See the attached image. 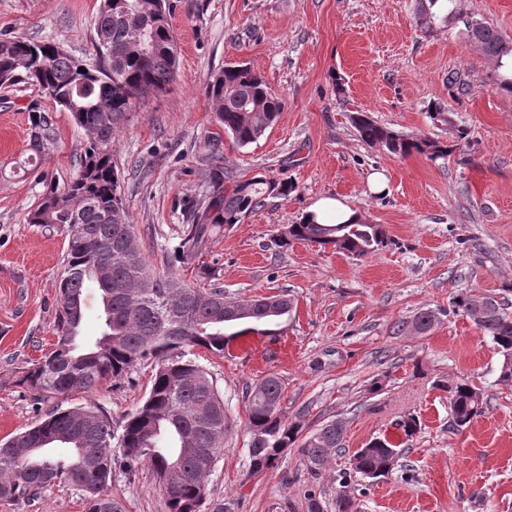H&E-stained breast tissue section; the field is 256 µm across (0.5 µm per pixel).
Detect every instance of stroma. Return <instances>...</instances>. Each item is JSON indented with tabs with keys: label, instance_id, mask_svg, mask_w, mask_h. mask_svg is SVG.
<instances>
[{
	"label": "stroma",
	"instance_id": "1",
	"mask_svg": "<svg viewBox=\"0 0 512 512\" xmlns=\"http://www.w3.org/2000/svg\"><path fill=\"white\" fill-rule=\"evenodd\" d=\"M178 46L169 90L131 112L117 133L113 160L138 244L152 264L175 246L195 206L211 195L210 156L225 186L264 173L291 179L295 192L224 229L202 261L210 270L181 276L223 287L238 299L293 294L297 309L252 362L197 349L234 430L208 478L201 512H308L316 495L333 512L349 494L359 512H512V386L498 381L499 356L489 336L453 313L464 288L501 291L512 279V94L497 90L495 63L466 35L471 21L512 41V0H458L447 28L423 33L416 0H170ZM100 0H0V35L55 39L94 60L93 19ZM250 63L284 108L256 142L240 148L215 122L206 84L229 62ZM468 90L454 98L448 76ZM344 94H337V87ZM448 104L453 125L434 124V102ZM46 115L55 141L34 158L33 112ZM362 112L407 137L465 143L447 158L400 157L363 142L351 123ZM85 137L69 113L40 87L0 89V440L36 425L54 409L97 405L120 425L147 394L154 373L138 366L92 395L42 399L21 385L30 364L56 344L57 288L67 248L65 226L27 216L49 186L79 170ZM387 189L373 194L370 179ZM333 197L383 225L389 243L353 259L304 242L278 251L271 238L299 222L316 200ZM441 310L425 334L396 322ZM284 382L280 417L309 430L342 419L344 446L319 473L292 448L272 469H248L245 396L260 379ZM471 380L487 404L469 427L449 425L442 383ZM420 421L400 435L407 415ZM391 441L394 468L376 479L349 471L370 440ZM112 495L124 512H167L147 465L116 473ZM0 512H84L77 491L56 487Z\"/></svg>",
	"mask_w": 512,
	"mask_h": 512
}]
</instances>
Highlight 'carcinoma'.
<instances>
[{"label": "carcinoma", "instance_id": "cac0c4a2", "mask_svg": "<svg viewBox=\"0 0 512 512\" xmlns=\"http://www.w3.org/2000/svg\"><path fill=\"white\" fill-rule=\"evenodd\" d=\"M456 0H418V17L448 25ZM169 0H101L94 20L98 63L90 67L54 39L0 38V85L19 80L39 86L84 131L86 143L79 171L64 188H52L28 214L30 224L67 226L64 270L58 280L57 345L32 364L21 379L27 388L51 398L73 392L93 394L150 362L155 373L148 394L115 432L97 406L57 409L29 429L0 442V506L35 500L55 486L81 492L85 512H124L112 498V478L120 468L129 475L148 464L160 483L168 512H200L224 437L231 424L224 401L209 375L189 358L190 349L222 353L236 336L234 328L270 327L290 314L291 295L254 296L234 300L224 289L197 288L184 282L174 263L192 265L216 233L240 223L268 197L295 191L291 181L256 176L223 190L224 167L213 165L214 191L192 215L175 247L174 262L160 269L137 244L121 175L112 159V142L136 104L169 90L177 69L178 48L171 28ZM149 26V46L131 33L140 22ZM497 69L512 59V42L480 22L467 27ZM86 69L82 73L78 68ZM215 121L245 147L276 120L282 101L250 67L231 63L206 86ZM429 117L453 125L442 102L429 106ZM362 141L379 143L397 156L422 154L445 158L458 149L467 131L455 126L454 140L444 144L426 137L407 138L378 125L368 115L351 117ZM54 129L48 117L31 118L30 149L49 150ZM292 241L315 243L348 257L362 258L387 242L380 224L361 221L318 224L300 220L273 239L278 249ZM98 284L103 324L89 344L79 341L86 310L85 285ZM452 311L467 316L491 337L499 354V382L512 385V313L494 294L458 292ZM437 313L426 310L412 322L418 334L430 331ZM442 388L448 392L451 426L468 427L483 411L481 389L462 378ZM283 383L276 374L257 382L246 394L249 470L260 473L277 465L290 448H301L310 469H322L332 452L343 447L345 427L330 420L302 434V427L281 420L278 410ZM71 450L58 456L52 449ZM390 446L374 439L355 454V472L368 478L383 475L378 465L389 459Z\"/></svg>", "mask_w": 512, "mask_h": 512}]
</instances>
